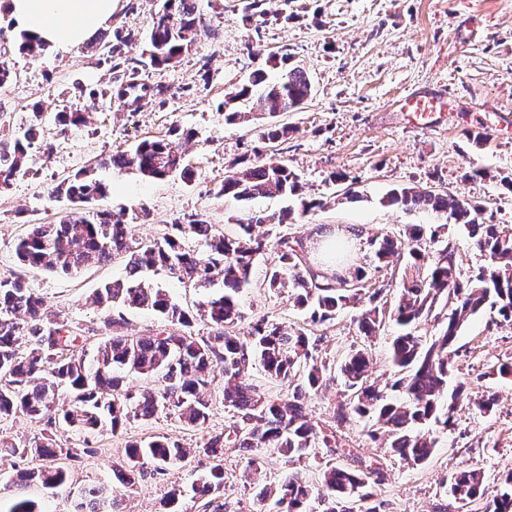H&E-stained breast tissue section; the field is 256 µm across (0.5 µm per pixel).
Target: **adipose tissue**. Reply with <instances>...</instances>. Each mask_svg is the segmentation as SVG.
I'll use <instances>...</instances> for the list:
<instances>
[{
	"label": "adipose tissue",
	"mask_w": 512,
	"mask_h": 512,
	"mask_svg": "<svg viewBox=\"0 0 512 512\" xmlns=\"http://www.w3.org/2000/svg\"><path fill=\"white\" fill-rule=\"evenodd\" d=\"M119 0H6L15 27L47 46L84 45L112 20Z\"/></svg>",
	"instance_id": "1"
}]
</instances>
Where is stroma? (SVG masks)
Segmentation results:
<instances>
[{
	"instance_id": "35a3bbf8",
	"label": "stroma",
	"mask_w": 512,
	"mask_h": 512,
	"mask_svg": "<svg viewBox=\"0 0 512 512\" xmlns=\"http://www.w3.org/2000/svg\"><path fill=\"white\" fill-rule=\"evenodd\" d=\"M196 2L201 23L192 50L175 66L137 72L138 81L166 87L165 104L137 111L118 107L106 94L113 82L100 63L107 40L66 52L48 49L34 58L18 51V29L0 19V57L17 74L0 88V128L19 133L32 106L42 104L45 141L51 146L47 153L33 150L30 174L0 191V274L18 269L15 245L30 225L56 222L69 210L67 200L49 199L53 185L175 128L194 134L185 145L193 180L177 173L146 180L133 170L103 168L99 174L112 191L97 201V208L127 207L136 217L133 234L143 242L162 239L175 218L191 213L234 234L232 217L242 207L218 197L217 190L256 133L251 125L225 123L217 105L253 70L268 68L272 57L284 54L306 69L312 93L300 110L281 117L293 131L280 158L298 174L304 196L320 207L296 223L277 224L272 217L285 207L282 197L250 201L245 208L271 218L257 226V234L271 245L282 235L304 238L312 260L320 227L349 230L354 234L349 263L370 267L372 236L396 237L415 224L427 230L438 226L455 248L462 275L484 265L453 220L428 208L387 207L381 199L395 187L432 188L479 206L480 222L512 224V190L506 185L512 180V0H292L287 8L281 0H260L250 21L243 18L242 0ZM159 5V0H119L111 26L135 34L124 49L129 61L140 59L141 36ZM415 94L441 98L435 116L423 125L413 124L401 108L402 100ZM57 112H81L87 121L64 131L52 120ZM337 172L352 177L351 188L332 181ZM265 271V263H258L240 298L244 324L267 318L293 328L305 325V314L287 293L263 287ZM21 272L49 311L84 329L73 354L90 358L107 331L103 312L85 298L101 283L124 276L123 259L75 277L33 267ZM362 310L359 304L348 307L310 333L319 337V353L333 368L351 350L367 348L371 378L382 386L394 375L388 348L395 327L384 322L372 340H364L356 324ZM455 349V377L465 390L454 429L437 432L438 446L429 461L414 465L385 457L368 439L366 420L352 419L339 430L359 455L383 458L387 480L378 491L380 512H434L445 498L446 481L466 466L482 471L488 499L503 490L512 473V376L496 372L499 362L512 361V322L486 308L463 325ZM490 392L497 403L491 412H481L478 402ZM229 418L218 403L200 429L162 416L146 423L131 420L118 431L87 440L77 431L57 430L59 444L89 445L87 453L65 461L68 484L48 490L35 482L14 483L11 472L0 473V512H9L21 496L32 500L37 512H75L79 488L111 484L112 469L128 442L158 436L179 440L191 453L166 474L147 471L138 477L124 491L123 512H170L167 492L174 483L183 491L179 512H198L201 502L191 485L211 464L198 449ZM222 464L228 512H255L263 482L252 478L247 454L225 449Z\"/></svg>"
}]
</instances>
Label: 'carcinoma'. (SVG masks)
I'll return each instance as SVG.
<instances>
[{
  "instance_id": "obj_1",
  "label": "carcinoma",
  "mask_w": 512,
  "mask_h": 512,
  "mask_svg": "<svg viewBox=\"0 0 512 512\" xmlns=\"http://www.w3.org/2000/svg\"><path fill=\"white\" fill-rule=\"evenodd\" d=\"M200 17L196 0H162L151 15L145 40L147 61L143 66L165 69L191 51ZM134 39L130 32L116 29L108 45L106 64L118 73L111 95L125 107L164 102L166 88L135 80L129 70L124 47ZM18 50L37 56L46 46L27 34L20 35ZM285 65L281 78L268 81L256 70L218 105L224 122L241 124L250 115L236 105L251 99L261 89L258 100L274 121L257 130L252 154L235 161L238 168L224 176L219 193L235 201L277 194L300 199L301 210L287 207L278 215L286 224L304 217L321 206L303 199L298 175L267 151L288 141L289 127L275 117L294 112L311 95L312 84L303 67ZM193 138L191 131L174 130L164 137L144 139L129 150L108 156L103 166L115 170L134 169L147 179H163L178 172L191 180L194 171L184 164L181 141ZM44 142L43 112L32 108L29 120L18 135H0V188L30 172L31 149ZM108 186L94 169L77 171L51 187L49 197L66 198L74 204L55 224H34L18 239L15 255L24 267L74 276L90 266L103 265L118 256L125 258L123 278L105 282L89 296L92 305L102 309L104 328L111 336L99 342L92 359L77 358L71 348L80 339L68 324L43 310L37 291L16 273L0 275V422L23 414L44 423L42 439L31 444L7 443L0 449V461H13L29 455L57 460L75 459L79 448H63L55 431L70 428L93 435L105 426L116 431L130 420L151 421L161 415L174 416L193 428L208 422L213 406L211 370L222 369L224 386L221 403L232 414L224 431L212 435L203 445L208 457L223 449L238 448L249 455L254 473L261 471L259 453L271 449L296 463L317 457L315 449H326L320 481L309 485L293 477L283 479L277 489H263L262 500L276 494L281 512H307L315 498L322 512H379L373 498L376 486L385 481L383 463L348 453L353 465L341 466L332 460L339 454L336 432H326L309 413L308 399L328 387L335 378L343 381L347 398L336 410V426L353 417L373 421L368 437L384 445L391 457L414 464L427 462L437 447L436 437L424 425L430 421L446 430L454 425L456 402L465 384L449 389L452 377L454 342L465 322L491 304L506 322H512V225L478 222L479 208L464 199L427 188L404 186L390 190L381 204L407 210L421 206L444 213L467 232L474 247L486 259L478 273L465 279L456 262L453 246L431 234L425 248L420 229L410 226L405 239L374 236L375 257L384 261L392 255H407L398 285L399 293L389 306L377 304L383 289L376 287L365 268L336 263L325 273L310 266L301 237L281 236L268 262L266 286L272 291L288 290L294 306L308 313V323L323 325L350 304L366 297L371 303L358 317L359 332L369 338L390 318L403 327L394 337L389 356L396 369L390 390L400 394L391 399L369 376V352L352 350L332 372L328 363L316 357L317 342L305 329L292 331L261 319L241 331L243 315L238 294L251 284L256 262L267 254L264 237L253 234L269 217L259 214L235 219L239 233L228 236L215 229L200 214L175 219L172 232L161 242L135 244L126 209L89 212L82 205L108 196ZM193 238L203 247L199 253L187 243ZM163 273L182 284L205 286L222 279L224 294L202 304L205 331L197 329L190 311L173 302L160 288L143 278V273ZM451 313H446L448 306ZM126 308L156 313L160 328L142 336L122 332ZM443 322L437 335L417 334V325L427 319ZM26 337L25 350L19 338ZM260 366L264 373L285 387L283 398L272 399L249 382L250 370ZM129 373L155 377L154 389L135 392L126 386ZM69 399V408L57 407L59 393ZM190 454L179 441L168 437L136 440L127 445L125 459L116 466L118 481L127 488L147 465L159 474L184 461ZM29 478L44 488H60L68 480L62 466L47 465L30 473ZM483 476L477 469H462L450 479L449 496L457 509L481 500ZM224 467L211 466L195 484V494L205 500L208 512H226L221 500ZM119 507L118 491L104 485L82 490L77 512H107ZM482 512H512V474L505 489L485 502Z\"/></svg>"
}]
</instances>
